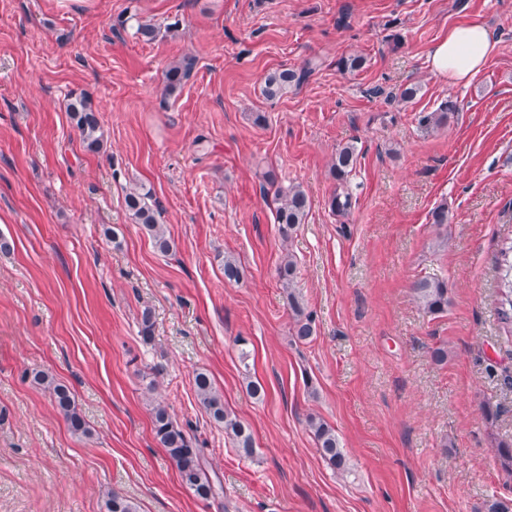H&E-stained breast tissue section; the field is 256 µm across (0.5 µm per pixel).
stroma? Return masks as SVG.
<instances>
[{
    "mask_svg": "<svg viewBox=\"0 0 512 512\" xmlns=\"http://www.w3.org/2000/svg\"><path fill=\"white\" fill-rule=\"evenodd\" d=\"M160 27L155 42L138 22ZM485 23L486 68L455 87L429 55L449 27ZM193 55L180 91L169 63ZM363 55L360 70L336 62ZM317 68L265 98L274 70ZM415 100L387 103L373 88ZM98 106L88 151L67 112ZM447 125L419 112L444 99ZM355 143L356 204L331 212L339 146ZM312 205L283 241L267 171ZM174 242L159 253L124 203L136 185ZM447 204L448 224L429 221ZM0 512H486L512 501L495 457L512 442V333L497 315L512 242V0H0ZM293 254V289L277 269ZM244 270L224 278L225 259ZM448 283L423 311L413 283ZM314 319L292 335L289 294ZM154 339L139 335L143 307ZM446 347L436 363L433 349ZM206 370L247 422L238 456L200 405ZM44 371L65 382L92 433L73 435ZM265 393L251 397L247 378ZM191 423L223 493L180 482L150 405ZM336 430L349 469L331 470L307 421ZM451 112H455L453 101L448 99L442 100L434 111L419 113L418 125L425 130L444 126L448 123ZM415 299L427 313L438 314L448 308V285L438 276H427L413 285Z\"/></svg>",
    "mask_w": 512,
    "mask_h": 512,
    "instance_id": "stroma-1",
    "label": "stroma"
}]
</instances>
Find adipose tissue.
Masks as SVG:
<instances>
[{
	"label": "adipose tissue",
	"mask_w": 512,
	"mask_h": 512,
	"mask_svg": "<svg viewBox=\"0 0 512 512\" xmlns=\"http://www.w3.org/2000/svg\"><path fill=\"white\" fill-rule=\"evenodd\" d=\"M497 40L482 22L450 27L430 53L433 72L455 86L469 82L491 60Z\"/></svg>",
	"instance_id": "ef3b65f1"
}]
</instances>
